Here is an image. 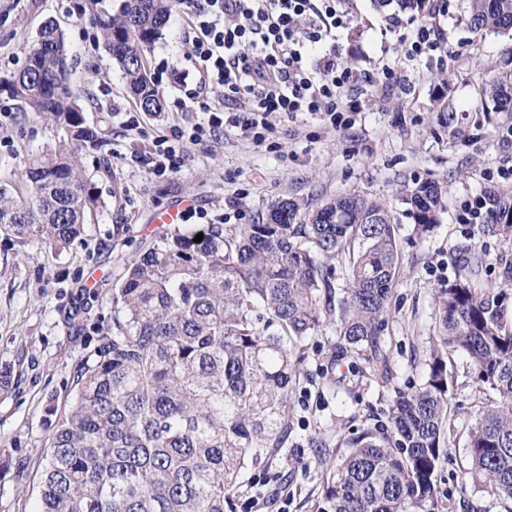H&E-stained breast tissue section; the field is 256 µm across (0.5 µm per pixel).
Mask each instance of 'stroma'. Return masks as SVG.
Instances as JSON below:
<instances>
[{
    "label": "stroma",
    "instance_id": "stroma-1",
    "mask_svg": "<svg viewBox=\"0 0 512 512\" xmlns=\"http://www.w3.org/2000/svg\"><path fill=\"white\" fill-rule=\"evenodd\" d=\"M119 3L0 0V81L24 66L42 24L55 20L67 42L86 123L104 139L101 149L79 154L100 207L68 250L23 244L0 233V376L8 380L7 390L0 391V512H37L56 424L74 398L78 371L112 322V290L145 246L171 230L155 223L156 213L189 199L210 223L249 224L280 199L317 205L340 193H360L392 204L399 221L404 273L393 287L384 330L391 380L382 383L350 358L331 362L335 332L321 328L310 338L302 364L310 381L291 398L299 445L247 477L248 484L261 486L262 512H278L283 504L288 512H310L325 470L338 465L342 451L306 447L308 435L384 422L398 395L422 386V351L438 327L434 294L453 280L462 247L481 255L480 282L512 305V285L502 283L494 266L496 257H512V241L482 236L478 225L459 221L466 200L484 191L500 170L512 169V140L501 137L512 114L494 111L483 91L484 75L512 78V31L474 33L465 0H448L440 19L447 57L439 63L409 60L399 36L414 25L410 13L380 11L371 0H345L352 21L337 32L336 43L346 64L373 71L388 63L396 74L383 92L365 83L355 86L363 110L349 130L336 131L306 112L273 117L274 130L261 144L220 129L188 148L180 172L160 177L144 160L154 138L201 119L180 106L185 87L200 79L184 38L191 21L171 16L148 55L165 105L164 112L148 114L128 95L96 24L97 10ZM447 111L453 115L449 123L442 119ZM133 116L139 122L135 129L128 124ZM56 139L50 120L0 89V181L17 178L28 157ZM415 179L448 182L446 209L424 238L415 235L397 201L401 184ZM448 373L454 387L450 446L437 474L440 497L414 512H502L495 496L461 478L475 413L497 395L478 383L461 354H449Z\"/></svg>",
    "mask_w": 512,
    "mask_h": 512
}]
</instances>
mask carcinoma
<instances>
[{"label":"carcinoma","instance_id":"1","mask_svg":"<svg viewBox=\"0 0 512 512\" xmlns=\"http://www.w3.org/2000/svg\"><path fill=\"white\" fill-rule=\"evenodd\" d=\"M177 2L121 0L99 16L105 49L144 112L163 111L145 53ZM468 14L477 32L512 29V0H469ZM66 57L63 32L46 22L12 96L61 135L27 160L18 182L0 184V228L57 251L97 205L76 147L102 141L84 122ZM484 93L496 111L512 112V83L491 77ZM447 196L446 180L401 185L418 236L439 224ZM495 196L496 221L480 229L512 241V191ZM398 246L390 206L356 193L315 208L278 200L251 224L159 236L113 289L112 329L80 369L53 435L39 512H225L249 470L293 446L290 397L305 381L301 365L319 328H335L333 359L360 358L390 380L383 332ZM335 261L346 268L340 289ZM434 299L438 334L423 350L422 387L356 436H309V448H349L322 477L313 512H410L435 500L449 447L450 350L499 395L468 432L464 478L512 512V315L467 261Z\"/></svg>","mask_w":512,"mask_h":512}]
</instances>
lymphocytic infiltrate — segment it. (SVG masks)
I'll list each match as a JSON object with an SVG mask.
<instances>
[{
	"instance_id": "1",
	"label": "lymphocytic infiltrate",
	"mask_w": 512,
	"mask_h": 512,
	"mask_svg": "<svg viewBox=\"0 0 512 512\" xmlns=\"http://www.w3.org/2000/svg\"><path fill=\"white\" fill-rule=\"evenodd\" d=\"M446 8V0H434L428 19L402 36L406 58L430 59L440 52L437 18ZM177 9L192 18L191 61L203 83L235 107L221 108L187 90L204 117L154 142L150 164L160 176L179 172L185 147L219 128L261 143L272 130V115L300 112L320 115L339 131L351 128L360 110L354 87H385L394 76L386 64L359 73L345 65L336 48V31L349 22L341 0H179Z\"/></svg>"
}]
</instances>
